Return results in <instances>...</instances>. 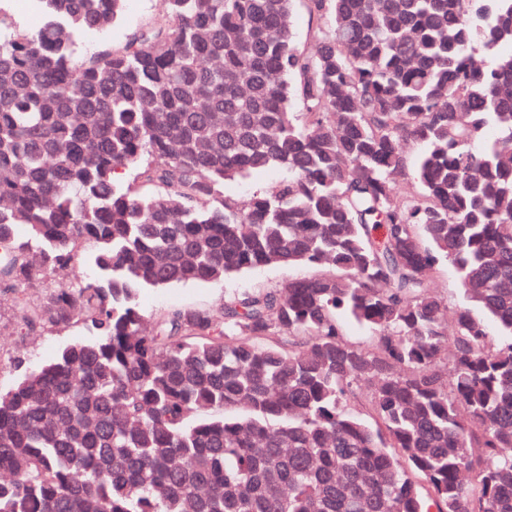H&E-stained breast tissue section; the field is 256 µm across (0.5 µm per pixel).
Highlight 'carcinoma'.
Returning a JSON list of instances; mask_svg holds the SVG:
<instances>
[{
	"instance_id": "cac0c4a2",
	"label": "carcinoma",
	"mask_w": 512,
	"mask_h": 512,
	"mask_svg": "<svg viewBox=\"0 0 512 512\" xmlns=\"http://www.w3.org/2000/svg\"><path fill=\"white\" fill-rule=\"evenodd\" d=\"M159 2L0 27V288L87 333L13 360L0 512H512V0ZM158 5L157 0H129L123 22L105 34H86L81 52L91 53L105 45L118 46L124 43L131 32L156 16ZM279 179L277 171L252 174L248 178L234 182L227 188V192L241 200L247 199L253 192L271 186ZM315 273L310 267L271 266L243 277L207 284H177L165 288H150L141 292L140 303L147 315L174 307H212L224 296L244 289L281 288L288 280ZM435 288H437L442 294L447 296L448 301L451 304L462 301L463 296L459 290V285L455 272L448 267H444L439 277L436 279Z\"/></svg>"
}]
</instances>
